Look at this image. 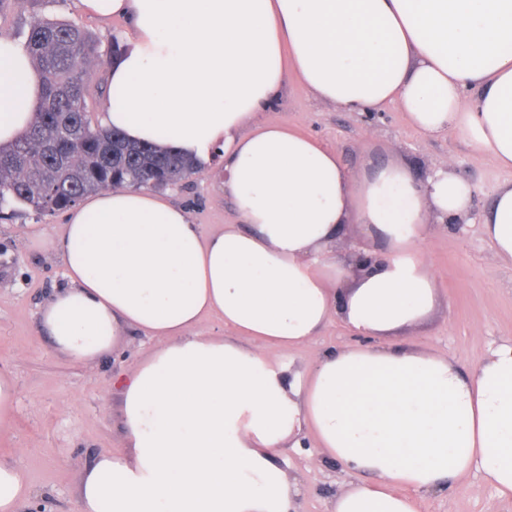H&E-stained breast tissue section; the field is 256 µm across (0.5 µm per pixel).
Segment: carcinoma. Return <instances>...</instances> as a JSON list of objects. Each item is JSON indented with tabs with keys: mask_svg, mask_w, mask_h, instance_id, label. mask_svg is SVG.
Listing matches in <instances>:
<instances>
[{
	"mask_svg": "<svg viewBox=\"0 0 512 512\" xmlns=\"http://www.w3.org/2000/svg\"><path fill=\"white\" fill-rule=\"evenodd\" d=\"M22 45L42 79V94L29 129L0 147V215L52 216L115 183L165 188L199 173L179 154L130 144L120 132L92 121L83 64L93 57L94 45L83 27L34 16Z\"/></svg>",
	"mask_w": 512,
	"mask_h": 512,
	"instance_id": "1",
	"label": "carcinoma"
}]
</instances>
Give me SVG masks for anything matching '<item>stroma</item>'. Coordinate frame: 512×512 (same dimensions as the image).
Returning <instances> with one entry per match:
<instances>
[{"mask_svg": "<svg viewBox=\"0 0 512 512\" xmlns=\"http://www.w3.org/2000/svg\"><path fill=\"white\" fill-rule=\"evenodd\" d=\"M40 15L78 23L93 37L96 53L87 81V103L93 119L103 114L100 86L107 75L113 39H126L131 24L123 19L101 24L83 14L76 0H9L0 10V32L18 36L31 17ZM275 114L288 128L300 131L335 151L341 164L359 176L391 162L409 165L419 177L453 166L473 186L462 224H437L423 244L439 288V306L411 338L392 339L395 347L411 343L439 356L453 358L463 369L477 367L496 346L512 341V265L497 261L479 217L512 170L492 160L475 161L470 146L455 133L422 135L396 106L365 113L347 112L317 100L296 81H289ZM223 161L166 188L168 199L190 214L192 223L211 232L236 222L237 214L221 186ZM64 213L39 219L20 213L0 219V371L15 385L13 414L0 428V460L26 470L34 488L23 512H79L78 478L93 457L118 453L126 442L120 400L110 385L131 371L161 338L148 339L132 330L120 350L83 364L54 348L39 320L43 303L66 287L59 252L39 250L38 236H59ZM340 322L324 326L312 342L294 349L295 369L311 368L323 353L357 345ZM283 465L301 488L299 512H330L337 489L351 474L324 459L315 440L287 450ZM417 512H512L482 474L471 472L438 497H421Z\"/></svg>", "mask_w": 512, "mask_h": 512, "instance_id": "1", "label": "stroma"}]
</instances>
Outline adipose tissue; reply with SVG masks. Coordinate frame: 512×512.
I'll list each match as a JSON object with an SVG mask.
<instances>
[{
  "label": "adipose tissue",
  "instance_id": "ef3b65f1",
  "mask_svg": "<svg viewBox=\"0 0 512 512\" xmlns=\"http://www.w3.org/2000/svg\"><path fill=\"white\" fill-rule=\"evenodd\" d=\"M133 25L108 81L104 126L206 165L224 161L238 223L203 233L165 196L134 188L86 197L59 239L68 288L41 311L53 345L83 363L126 329L165 338L122 388L126 449L81 473V512H292L285 448L312 433L353 480L332 512H416L479 470L512 500V344L474 371L387 341L438 301L422 244L466 215L452 168L417 180L390 163L353 176L336 154L273 116L289 78L349 112L386 104L420 133L450 131L512 169V0H78ZM41 93L23 47L0 37V144L32 122ZM386 243L373 274L350 278L330 246L346 225ZM512 265V182L482 216ZM217 315L230 337L198 325ZM362 339L289 353L332 318ZM256 346L243 344V337ZM27 472L0 461V512H20Z\"/></svg>",
  "mask_w": 512,
  "mask_h": 512
}]
</instances>
